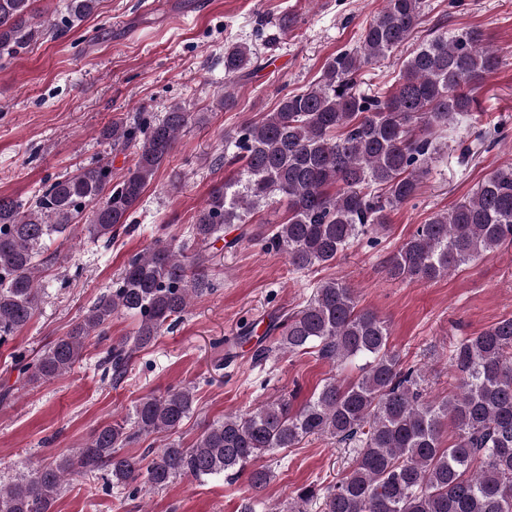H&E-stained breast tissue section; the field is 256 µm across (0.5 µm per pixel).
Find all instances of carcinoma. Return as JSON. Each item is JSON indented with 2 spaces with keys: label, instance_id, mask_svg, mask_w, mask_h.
<instances>
[{
  "label": "carcinoma",
  "instance_id": "obj_1",
  "mask_svg": "<svg viewBox=\"0 0 512 512\" xmlns=\"http://www.w3.org/2000/svg\"><path fill=\"white\" fill-rule=\"evenodd\" d=\"M99 0H67V23L94 14ZM423 0H384L364 27L359 45L328 58L321 79L301 93H285L278 107L241 126L214 159L244 161L198 210L188 247L156 245L128 258L109 292L87 308L70 332L36 353L14 348V368L31 379L69 374L92 337L106 335L112 315L138 319L134 335L105 351L104 375L118 382L133 356L152 345L191 303L212 290L208 250L224 240V226L247 224L279 197L288 216L255 241L304 271L330 263L345 248L384 229L391 212L417 194L439 145L434 130L453 125L475 104L472 91L499 64L498 50L477 28L442 31L413 49L397 84L373 94L359 75L402 47L421 24ZM46 30L37 0H0V56L12 55ZM254 52L247 43L224 48L225 86L217 106H234L236 78ZM203 117L174 103L160 117L140 112L116 121L104 135L112 146L139 147L134 168L112 182V166L98 161L45 183L33 203L0 197V346L27 326L42 298L46 242L77 231L111 241L178 136ZM90 223L80 224L86 210ZM512 243V164L493 170L475 193L417 226L391 257L394 279L433 281ZM273 346L257 341L261 361L276 347L290 353L318 349L358 375L325 381L299 406L280 397L251 412L229 413L205 426L194 442L172 441L139 456L120 453L151 435L175 430L193 411L189 386L144 399L129 420L101 426L84 447L47 466L0 484V512H52L67 477L107 472L134 496L162 489L182 476L248 475L263 490L272 472L252 462L324 436L354 448L352 469L323 492L322 512H512V317L454 345L450 362L457 392L431 397L422 370L405 367L389 347V326L358 308L354 289L332 279L284 320ZM453 440L443 443L447 424ZM313 487L297 491L289 512H306Z\"/></svg>",
  "mask_w": 512,
  "mask_h": 512
}]
</instances>
